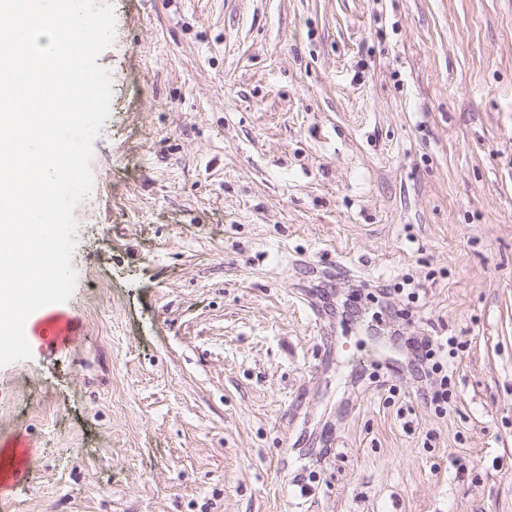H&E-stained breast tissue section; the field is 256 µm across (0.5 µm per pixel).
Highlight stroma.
<instances>
[{
  "instance_id": "stroma-1",
  "label": "stroma",
  "mask_w": 512,
  "mask_h": 512,
  "mask_svg": "<svg viewBox=\"0 0 512 512\" xmlns=\"http://www.w3.org/2000/svg\"><path fill=\"white\" fill-rule=\"evenodd\" d=\"M110 2L80 328L0 366V512H512V0ZM394 329L460 342L446 414ZM6 460L0 455V489L1 492L9 484H16L28 478L30 465L23 451L10 453Z\"/></svg>"
}]
</instances>
